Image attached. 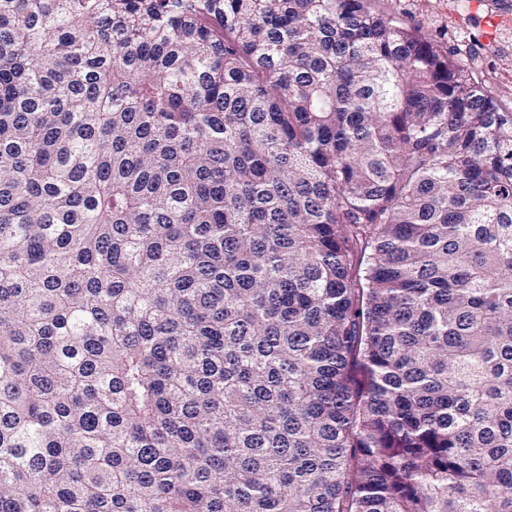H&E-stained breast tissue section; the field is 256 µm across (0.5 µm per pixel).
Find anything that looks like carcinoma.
I'll use <instances>...</instances> for the list:
<instances>
[{
  "instance_id": "1",
  "label": "carcinoma",
  "mask_w": 512,
  "mask_h": 512,
  "mask_svg": "<svg viewBox=\"0 0 512 512\" xmlns=\"http://www.w3.org/2000/svg\"><path fill=\"white\" fill-rule=\"evenodd\" d=\"M0 512H512V112L371 0H0Z\"/></svg>"
}]
</instances>
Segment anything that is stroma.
<instances>
[{
	"label": "stroma",
	"mask_w": 512,
	"mask_h": 512,
	"mask_svg": "<svg viewBox=\"0 0 512 512\" xmlns=\"http://www.w3.org/2000/svg\"><path fill=\"white\" fill-rule=\"evenodd\" d=\"M392 5L372 0L380 11ZM393 6L407 27L428 34L442 52L466 39L474 76L503 111L512 112V0H398ZM494 15L500 22L493 28L488 20Z\"/></svg>",
	"instance_id": "obj_1"
}]
</instances>
